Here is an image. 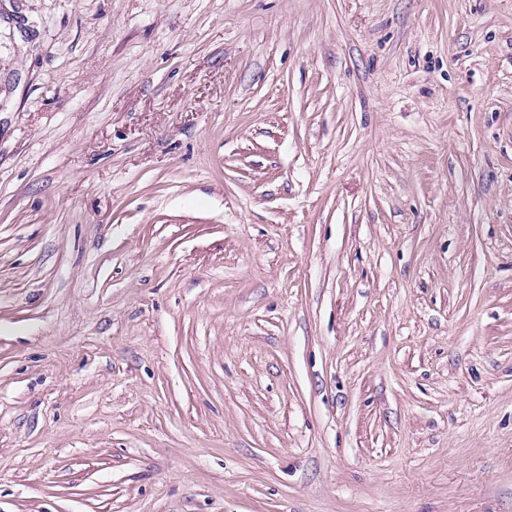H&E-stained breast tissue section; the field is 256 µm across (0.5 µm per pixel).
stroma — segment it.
Listing matches in <instances>:
<instances>
[{"label": "stroma", "mask_w": 512, "mask_h": 512, "mask_svg": "<svg viewBox=\"0 0 512 512\" xmlns=\"http://www.w3.org/2000/svg\"><path fill=\"white\" fill-rule=\"evenodd\" d=\"M0 512H512V0H0Z\"/></svg>", "instance_id": "35a3bbf8"}]
</instances>
